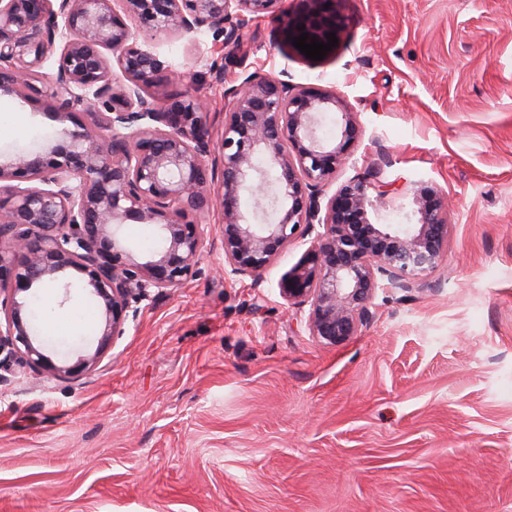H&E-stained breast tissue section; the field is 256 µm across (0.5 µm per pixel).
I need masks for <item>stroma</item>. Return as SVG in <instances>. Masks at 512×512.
<instances>
[{
    "label": "stroma",
    "instance_id": "stroma-1",
    "mask_svg": "<svg viewBox=\"0 0 512 512\" xmlns=\"http://www.w3.org/2000/svg\"><path fill=\"white\" fill-rule=\"evenodd\" d=\"M308 0L254 21L244 65L211 36L153 45L207 105L259 72L341 98L359 124L336 183L389 190L388 223L432 186L451 210L432 289L378 291L349 341L311 336L279 293L309 239L264 272L224 281L220 207L182 288L132 305L97 369L0 372V512H512V0H330L323 60L285 40ZM41 105L0 95V162L56 137ZM96 305L44 310L53 359L95 350Z\"/></svg>",
    "mask_w": 512,
    "mask_h": 512
}]
</instances>
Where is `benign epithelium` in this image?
I'll use <instances>...</instances> for the list:
<instances>
[{
  "mask_svg": "<svg viewBox=\"0 0 512 512\" xmlns=\"http://www.w3.org/2000/svg\"><path fill=\"white\" fill-rule=\"evenodd\" d=\"M278 2L0 0V90L44 99L63 122L84 116L50 149L0 163V195L10 203L0 210V366L16 362L45 379L95 369L123 334L131 301L151 288L174 292L192 276L203 243L194 217L215 197L224 212L226 281L259 283L291 241L312 236L279 290L293 307L310 306L308 330L327 345L346 342L370 320L377 290L428 286L448 247L447 197L415 190V224L371 223L365 179L323 199L358 135L354 113L336 95L251 73L224 89L216 148L203 101L168 91L184 75L146 38L209 34L238 50L244 29ZM324 2L310 0L308 15L292 22L295 36L328 43L336 22ZM47 64L50 81L41 85ZM335 110L339 142L331 144L318 127ZM246 193L259 209L271 202V220L253 222L242 212ZM130 218L157 226L162 237V248L142 262L121 234ZM68 270L82 275L97 305L99 340L94 352L59 364L36 342L23 311L36 288L69 296Z\"/></svg>",
  "mask_w": 512,
  "mask_h": 512,
  "instance_id": "1",
  "label": "benign epithelium"
}]
</instances>
